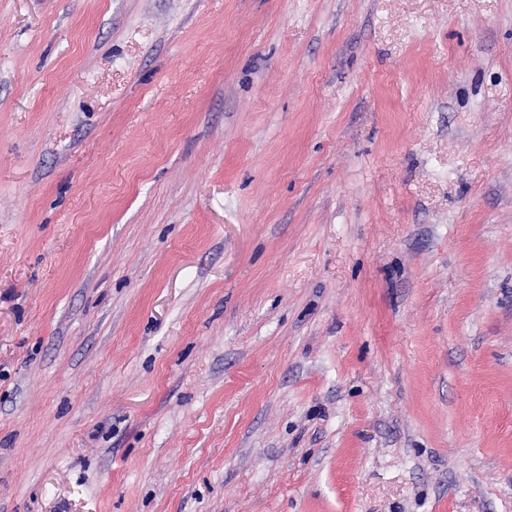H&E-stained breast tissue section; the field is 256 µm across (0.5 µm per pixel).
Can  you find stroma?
I'll use <instances>...</instances> for the list:
<instances>
[{"mask_svg": "<svg viewBox=\"0 0 512 512\" xmlns=\"http://www.w3.org/2000/svg\"><path fill=\"white\" fill-rule=\"evenodd\" d=\"M0 512H512V0H0Z\"/></svg>", "mask_w": 512, "mask_h": 512, "instance_id": "35a3bbf8", "label": "stroma"}]
</instances>
